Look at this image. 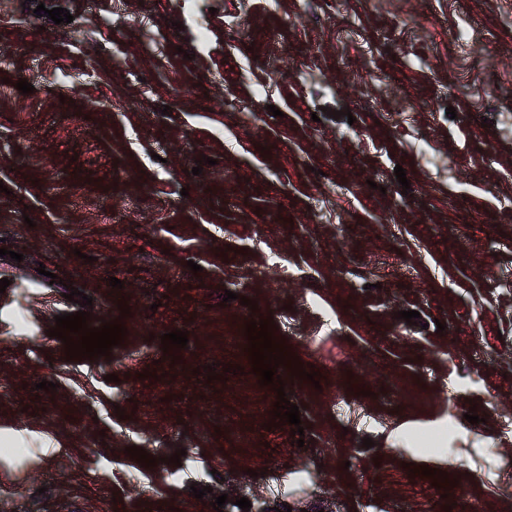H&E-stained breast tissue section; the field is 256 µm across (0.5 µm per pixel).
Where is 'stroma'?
<instances>
[{"label": "stroma", "mask_w": 512, "mask_h": 512, "mask_svg": "<svg viewBox=\"0 0 512 512\" xmlns=\"http://www.w3.org/2000/svg\"><path fill=\"white\" fill-rule=\"evenodd\" d=\"M302 9L0 0V512H512V0ZM70 286L109 357L49 336ZM267 317L300 439L231 344Z\"/></svg>", "instance_id": "1"}]
</instances>
